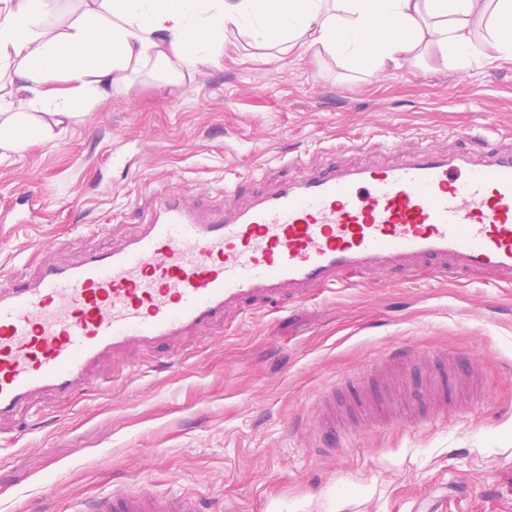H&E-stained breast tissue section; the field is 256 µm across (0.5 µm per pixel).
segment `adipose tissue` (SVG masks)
Listing matches in <instances>:
<instances>
[{
  "instance_id": "ef3b65f1",
  "label": "adipose tissue",
  "mask_w": 512,
  "mask_h": 512,
  "mask_svg": "<svg viewBox=\"0 0 512 512\" xmlns=\"http://www.w3.org/2000/svg\"><path fill=\"white\" fill-rule=\"evenodd\" d=\"M0 0V158L48 141L154 60L162 82L234 35L283 54L326 53L354 70L401 68L434 46L457 69L512 59V0ZM485 27L483 39L474 32Z\"/></svg>"
}]
</instances>
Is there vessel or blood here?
<instances>
[{
    "mask_svg": "<svg viewBox=\"0 0 512 512\" xmlns=\"http://www.w3.org/2000/svg\"><path fill=\"white\" fill-rule=\"evenodd\" d=\"M72 245L80 251L75 263L40 266L0 289V420L34 393L70 394L101 358L130 342L168 346L250 299H303L351 271L450 262L512 283V150L423 146L392 164H308L302 177L258 192L243 208L190 206L171 192L154 200L139 234L121 246L89 249L79 238ZM379 362L399 367L407 384L424 366L431 397L400 408L360 399L366 420L378 425L397 408L409 427L464 416L486 396L478 373L449 353L395 348ZM335 393L326 388L313 419L328 448ZM96 510L155 512L147 490L125 487Z\"/></svg>",
    "mask_w": 512,
    "mask_h": 512,
    "instance_id": "1",
    "label": "vessel or blood"
}]
</instances>
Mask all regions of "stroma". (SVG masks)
<instances>
[{"instance_id":"1","label":"stroma","mask_w":512,"mask_h":512,"mask_svg":"<svg viewBox=\"0 0 512 512\" xmlns=\"http://www.w3.org/2000/svg\"><path fill=\"white\" fill-rule=\"evenodd\" d=\"M481 128L512 148V60L462 71L433 48L371 73L241 36L173 95L141 66L59 136L0 160V289L41 262H74L77 226L90 228L87 247L123 244L151 195L220 206L242 182L243 205L299 176L283 154L349 168L458 150ZM401 346L483 372L485 402L417 429L367 424L316 449L308 420L322 390L347 394L349 374L382 391L366 368ZM97 377L107 389L38 392L0 422V512H74L123 485L193 495L202 512H512V284L480 271L347 273L305 299L253 301L160 365L130 344Z\"/></svg>"}]
</instances>
